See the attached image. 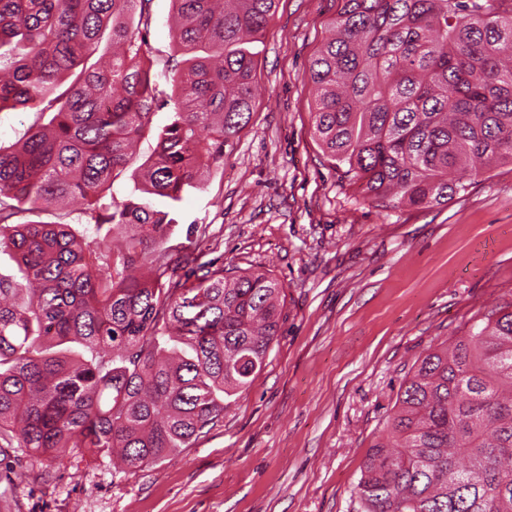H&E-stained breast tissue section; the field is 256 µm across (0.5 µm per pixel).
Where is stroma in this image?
<instances>
[{
  "label": "stroma",
  "mask_w": 512,
  "mask_h": 512,
  "mask_svg": "<svg viewBox=\"0 0 512 512\" xmlns=\"http://www.w3.org/2000/svg\"><path fill=\"white\" fill-rule=\"evenodd\" d=\"M339 0H280L255 43L260 93L224 170L169 208L172 243L209 227L228 269L284 287L263 368L188 447L143 468L70 453L0 455V512H358L369 449L417 359L512 304V165L436 207L382 206L325 155L305 71ZM152 76L167 88L170 0H152Z\"/></svg>",
  "instance_id": "obj_1"
}]
</instances>
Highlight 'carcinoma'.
<instances>
[{"label": "carcinoma", "mask_w": 512, "mask_h": 512, "mask_svg": "<svg viewBox=\"0 0 512 512\" xmlns=\"http://www.w3.org/2000/svg\"><path fill=\"white\" fill-rule=\"evenodd\" d=\"M150 2L0 0V111L51 115L0 146V249L23 273L0 276V440L33 463L80 449L142 468L187 447L283 320L275 278L168 246L169 213L112 194L132 167L144 193L179 203L222 168L279 0H170L168 96L151 77ZM305 79L324 153L373 202L443 205L512 163V0H340ZM68 199L128 229L120 247L42 219ZM385 427L360 512H512V307L420 358Z\"/></svg>", "instance_id": "carcinoma-1"}]
</instances>
